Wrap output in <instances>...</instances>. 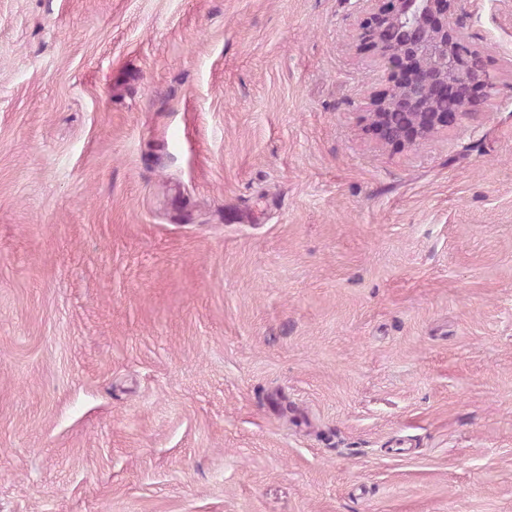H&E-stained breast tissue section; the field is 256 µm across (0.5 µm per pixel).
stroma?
<instances>
[{
	"label": "stroma",
	"mask_w": 512,
	"mask_h": 512,
	"mask_svg": "<svg viewBox=\"0 0 512 512\" xmlns=\"http://www.w3.org/2000/svg\"><path fill=\"white\" fill-rule=\"evenodd\" d=\"M354 0H0V512H512V0L394 151Z\"/></svg>",
	"instance_id": "stroma-1"
}]
</instances>
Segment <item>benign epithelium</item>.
I'll list each match as a JSON object with an SVG mask.
<instances>
[{
    "label": "benign epithelium",
    "mask_w": 512,
    "mask_h": 512,
    "mask_svg": "<svg viewBox=\"0 0 512 512\" xmlns=\"http://www.w3.org/2000/svg\"><path fill=\"white\" fill-rule=\"evenodd\" d=\"M360 44L388 70V86L371 99L367 128L381 143L411 147L454 126L460 112H440L436 99L462 97L474 107L493 82L487 70L465 64L473 56L458 23L459 0H355Z\"/></svg>",
    "instance_id": "7a95c632"
}]
</instances>
